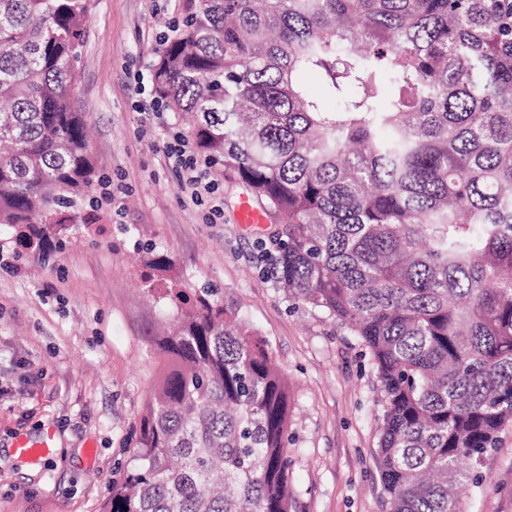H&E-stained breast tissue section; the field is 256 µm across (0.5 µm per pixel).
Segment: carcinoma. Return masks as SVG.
I'll list each match as a JSON object with an SVG mask.
<instances>
[{
  "label": "carcinoma",
  "instance_id": "obj_1",
  "mask_svg": "<svg viewBox=\"0 0 512 512\" xmlns=\"http://www.w3.org/2000/svg\"><path fill=\"white\" fill-rule=\"evenodd\" d=\"M189 9L155 94L283 225L257 243L266 279L369 349L388 512H462L457 488L512 425V0ZM88 10L0 0V224L26 248H47L96 176L74 98ZM169 264L145 263L147 291ZM211 295L166 292V370L109 512H292L288 384Z\"/></svg>",
  "mask_w": 512,
  "mask_h": 512
}]
</instances>
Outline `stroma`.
Returning <instances> with one entry per match:
<instances>
[{
    "instance_id": "stroma-1",
    "label": "stroma",
    "mask_w": 512,
    "mask_h": 512,
    "mask_svg": "<svg viewBox=\"0 0 512 512\" xmlns=\"http://www.w3.org/2000/svg\"><path fill=\"white\" fill-rule=\"evenodd\" d=\"M186 4L91 0L75 99L89 114L95 182L51 253L0 224V512H106L163 368L150 337L174 321L141 281L152 251L170 257L180 287L235 303L287 376L296 512H386L375 463L384 408L368 348L265 280L255 243L280 227H241V188L222 166L212 168L224 210L213 224L164 153L171 132H190L174 113L149 114L152 66ZM21 438L49 455L19 458ZM479 470L465 512H512V426Z\"/></svg>"
}]
</instances>
